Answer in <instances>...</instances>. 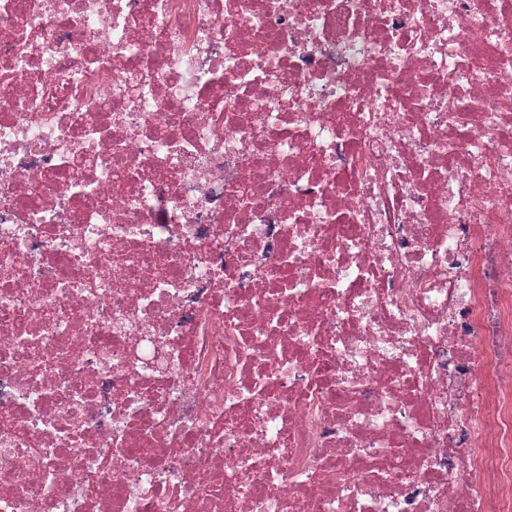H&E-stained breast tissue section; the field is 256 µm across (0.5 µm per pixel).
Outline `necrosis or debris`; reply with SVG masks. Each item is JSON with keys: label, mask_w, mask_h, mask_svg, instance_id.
I'll use <instances>...</instances> for the list:
<instances>
[{"label": "necrosis or debris", "mask_w": 512, "mask_h": 512, "mask_svg": "<svg viewBox=\"0 0 512 512\" xmlns=\"http://www.w3.org/2000/svg\"><path fill=\"white\" fill-rule=\"evenodd\" d=\"M0 512H512V0H0Z\"/></svg>", "instance_id": "4bbe7bcc"}]
</instances>
